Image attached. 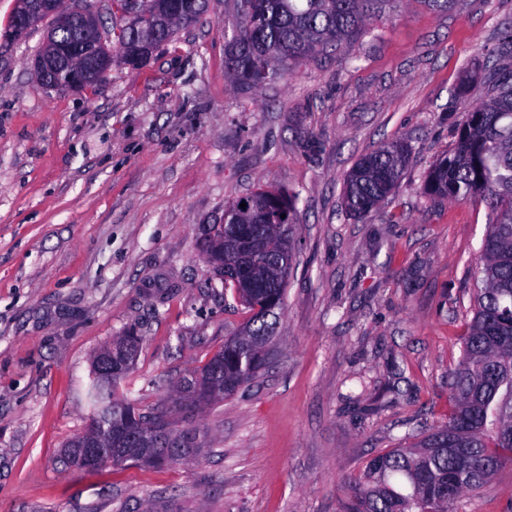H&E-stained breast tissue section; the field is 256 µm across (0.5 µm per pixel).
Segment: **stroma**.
I'll use <instances>...</instances> for the list:
<instances>
[{"label":"stroma","mask_w":512,"mask_h":512,"mask_svg":"<svg viewBox=\"0 0 512 512\" xmlns=\"http://www.w3.org/2000/svg\"><path fill=\"white\" fill-rule=\"evenodd\" d=\"M14 7L0 0V512H342L370 457L448 419L490 215L420 186L491 98L488 73L512 71V0H402L249 89L224 72L236 2L209 0L145 66L113 64L80 93L39 82L47 26L8 39ZM395 140L410 149L401 181L351 217L348 172ZM259 187L299 196L265 368L191 417L197 459L69 466L99 348L135 330L125 387L157 406L242 330L202 240ZM455 510L512 512V465Z\"/></svg>","instance_id":"1"}]
</instances>
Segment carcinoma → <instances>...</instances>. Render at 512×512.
Instances as JSON below:
<instances>
[{
	"label": "carcinoma",
	"mask_w": 512,
	"mask_h": 512,
	"mask_svg": "<svg viewBox=\"0 0 512 512\" xmlns=\"http://www.w3.org/2000/svg\"><path fill=\"white\" fill-rule=\"evenodd\" d=\"M400 0H237L231 38L224 46V68L239 87L282 79L297 63L361 31ZM166 15L197 22L208 0H168ZM140 26L171 41L162 15L149 7ZM493 97L467 113L455 144L437 158L421 184L424 196L438 201L475 199L491 214L480 256L473 270V317L461 340V355L448 378V422L423 435L411 448H391L372 457L364 481L348 499L347 512H453L466 493L480 490L512 461V73H493ZM409 159V149L391 142L359 159L349 173L345 202L349 213L364 219L392 193ZM246 207H240V204ZM248 224L261 246L248 261L265 278L234 279L242 305L251 315L244 330L197 372H209L229 389L218 402L254 379L264 368L260 347L272 338L284 304L286 283L272 288L274 262L292 265L293 255L279 254L281 235L292 237L297 211L292 196L256 188L224 208V223L210 237L224 239V268L243 262L232 235ZM127 373L109 381L90 373L84 398L92 420L110 434L138 420L163 418L173 405L144 407L119 393Z\"/></svg>",
	"instance_id": "1"
}]
</instances>
